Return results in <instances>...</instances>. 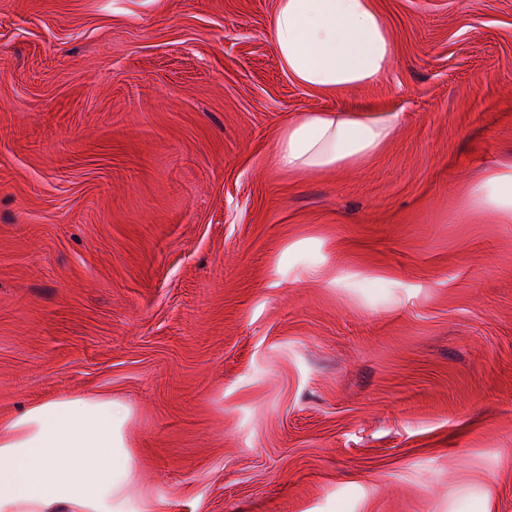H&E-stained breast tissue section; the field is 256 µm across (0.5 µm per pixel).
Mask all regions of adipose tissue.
<instances>
[{"label": "adipose tissue", "instance_id": "ef3b65f1", "mask_svg": "<svg viewBox=\"0 0 512 512\" xmlns=\"http://www.w3.org/2000/svg\"><path fill=\"white\" fill-rule=\"evenodd\" d=\"M273 39L302 86L338 92L386 74L395 51L372 0H277ZM393 114L314 112L279 133L283 171L354 164L390 135ZM127 408L85 394L45 401L0 426V512H127L131 458L121 427Z\"/></svg>", "mask_w": 512, "mask_h": 512}]
</instances>
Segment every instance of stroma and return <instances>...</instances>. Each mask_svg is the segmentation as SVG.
<instances>
[{
    "label": "stroma",
    "instance_id": "obj_1",
    "mask_svg": "<svg viewBox=\"0 0 512 512\" xmlns=\"http://www.w3.org/2000/svg\"><path fill=\"white\" fill-rule=\"evenodd\" d=\"M325 93L277 0H0V422L129 418L134 512H512V0H373ZM394 113L284 172L302 112ZM273 39L292 79L330 92L378 80L395 51L371 0H278ZM476 192L502 213L512 215V176L508 179L491 176Z\"/></svg>",
    "mask_w": 512,
    "mask_h": 512
}]
</instances>
